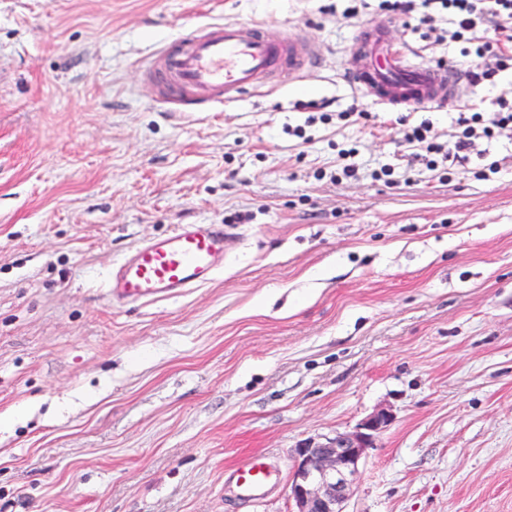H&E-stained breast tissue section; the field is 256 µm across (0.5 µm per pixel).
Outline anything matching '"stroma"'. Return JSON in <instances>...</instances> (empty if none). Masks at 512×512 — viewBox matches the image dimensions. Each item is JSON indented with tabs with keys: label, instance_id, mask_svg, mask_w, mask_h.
<instances>
[{
	"label": "stroma",
	"instance_id": "obj_1",
	"mask_svg": "<svg viewBox=\"0 0 512 512\" xmlns=\"http://www.w3.org/2000/svg\"><path fill=\"white\" fill-rule=\"evenodd\" d=\"M365 2L0 0V512H291L298 443L381 407L347 512H512V133L446 183L412 163L341 77L353 44L380 22L428 64L463 45ZM224 20L322 65L164 110L142 62ZM178 224L229 227L223 273L112 298ZM257 454L279 480L248 501L231 474Z\"/></svg>",
	"mask_w": 512,
	"mask_h": 512
}]
</instances>
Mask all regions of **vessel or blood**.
<instances>
[{
	"label": "vessel or blood",
	"instance_id": "b4317fda",
	"mask_svg": "<svg viewBox=\"0 0 512 512\" xmlns=\"http://www.w3.org/2000/svg\"><path fill=\"white\" fill-rule=\"evenodd\" d=\"M362 54L346 69L354 89L373 88L377 102L399 109L459 100L468 89L460 70L416 60L393 47L385 26L360 36ZM316 67V48L290 34L266 37L258 23L224 21L190 29L162 45L142 64L144 81L158 104L177 112H207L239 101L281 76L294 79ZM220 224H181L134 249L112 273L108 288L124 300L152 301L181 295L215 280L227 256ZM277 473L255 456L236 471L248 499L263 497Z\"/></svg>",
	"mask_w": 512,
	"mask_h": 512
}]
</instances>
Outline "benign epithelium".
I'll use <instances>...</instances> for the list:
<instances>
[{"label":"benign epithelium","instance_id":"obj_1","mask_svg":"<svg viewBox=\"0 0 512 512\" xmlns=\"http://www.w3.org/2000/svg\"><path fill=\"white\" fill-rule=\"evenodd\" d=\"M390 422L391 415L380 409L350 432L300 442L289 480L294 512H345L359 466Z\"/></svg>","mask_w":512,"mask_h":512}]
</instances>
